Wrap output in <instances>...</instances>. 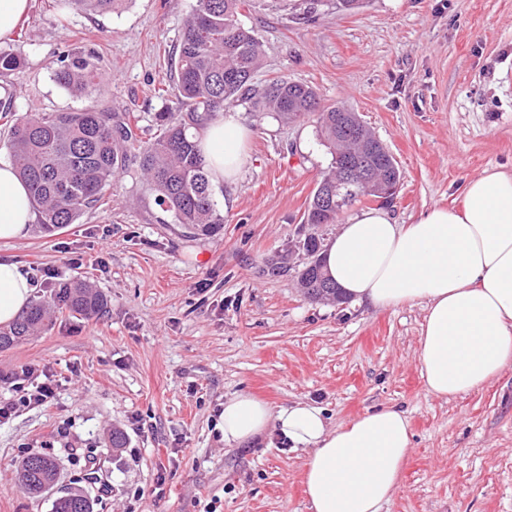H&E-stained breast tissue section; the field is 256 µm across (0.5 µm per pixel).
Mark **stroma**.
<instances>
[{
    "label": "stroma",
    "mask_w": 512,
    "mask_h": 512,
    "mask_svg": "<svg viewBox=\"0 0 512 512\" xmlns=\"http://www.w3.org/2000/svg\"><path fill=\"white\" fill-rule=\"evenodd\" d=\"M196 0H130L99 14L31 0L11 41L24 68L0 78L19 112H127L149 139L162 108L149 88L170 84V54ZM309 0H247L238 20L265 54L257 84L315 87L325 105L358 112L401 172L389 211L410 224L434 206L457 209L466 181L512 171V0H366L352 13ZM97 55L105 77L81 97L54 79L59 52ZM231 111L251 130L233 181L215 188L224 228L196 237L172 223L136 165L112 183L109 205L47 235L0 241L34 293L72 280L107 300L102 316L55 315L48 328L0 351V373L36 366L57 385L46 407L0 426V512H52L74 488L94 512H310L305 450L275 432L228 446L216 429L224 400L245 393L279 408L323 409L330 426L372 408L405 411L412 450L381 512H512V366L482 389L431 395L417 356L425 306L374 309L312 301L297 285L295 252L312 233L329 243L369 209L333 224L304 216L332 157L316 123H286L247 101ZM124 448L109 445L112 430ZM56 459L54 485L24 494L15 470L29 451Z\"/></svg>",
    "instance_id": "obj_1"
}]
</instances>
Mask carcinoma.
I'll list each match as a JSON object with an SVG mask.
<instances>
[{"label": "carcinoma", "instance_id": "1", "mask_svg": "<svg viewBox=\"0 0 512 512\" xmlns=\"http://www.w3.org/2000/svg\"><path fill=\"white\" fill-rule=\"evenodd\" d=\"M128 0H57L94 13L120 10ZM245 0H196L182 26L175 56L174 92L158 89L163 109L155 113L153 136L139 138L138 120L128 113L85 109L30 112L14 119L8 151L19 176L28 184L38 225L52 234L76 223L89 207L106 201L112 180L131 159L155 192V203L172 222L196 235L211 237L224 228L213 185L197 143L198 131L224 107L248 100L258 112L280 120L315 118L317 129L332 155L331 168L323 174V188H336V174L354 158L351 145L341 140L336 116L344 106L321 105L317 91L307 85L276 79L258 88L254 79L262 65V45L252 31L237 21ZM93 55L63 52L54 71L56 82L69 94L82 96L95 84ZM21 46L0 50V76L22 69ZM394 183L350 184L333 196L332 205L318 204L313 194L306 223L333 224L344 207ZM299 287L310 297L336 300V284L312 267L299 273ZM91 317L106 308L102 295L79 281L66 283L49 299H39L8 328H0V351L9 350L42 330L49 309ZM58 464L40 454H28L17 467L20 490L40 497L55 483ZM52 512H94L93 499L81 489L57 497Z\"/></svg>", "mask_w": 512, "mask_h": 512}]
</instances>
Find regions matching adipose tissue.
Instances as JSON below:
<instances>
[{"instance_id": "ef3b65f1", "label": "adipose tissue", "mask_w": 512, "mask_h": 512, "mask_svg": "<svg viewBox=\"0 0 512 512\" xmlns=\"http://www.w3.org/2000/svg\"><path fill=\"white\" fill-rule=\"evenodd\" d=\"M250 131L217 115L199 141L212 180H232ZM35 218L28 186L0 160V241L24 237ZM327 275L351 300L375 308H426L418 367L427 391L451 398L481 389L512 365V173L469 180L459 210L435 207L398 224L382 209L351 216L325 250ZM33 286L0 259V325L30 303ZM218 428L228 444L276 430L306 449L303 480L312 512H380L399 488L412 448L409 421L394 407L370 409L329 427L321 408H272L253 396L228 398Z\"/></svg>"}]
</instances>
